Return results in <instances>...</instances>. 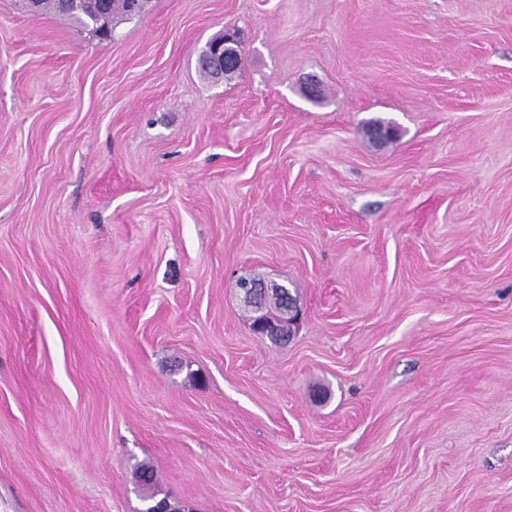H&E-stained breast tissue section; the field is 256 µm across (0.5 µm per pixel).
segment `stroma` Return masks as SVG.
Wrapping results in <instances>:
<instances>
[{
  "mask_svg": "<svg viewBox=\"0 0 512 512\" xmlns=\"http://www.w3.org/2000/svg\"><path fill=\"white\" fill-rule=\"evenodd\" d=\"M142 466L185 512H512V0H151L108 41L0 0V512H141ZM237 37L236 33L225 32L210 40L203 49L202 61L211 69L215 82L232 79L241 68L242 61L237 47H235L236 58L224 64L234 50V45L238 41ZM302 316L303 311L299 304L288 314V319L267 314L260 308L252 321L251 330L257 336L289 338L301 322Z\"/></svg>",
  "mask_w": 512,
  "mask_h": 512,
  "instance_id": "stroma-1",
  "label": "stroma"
}]
</instances>
